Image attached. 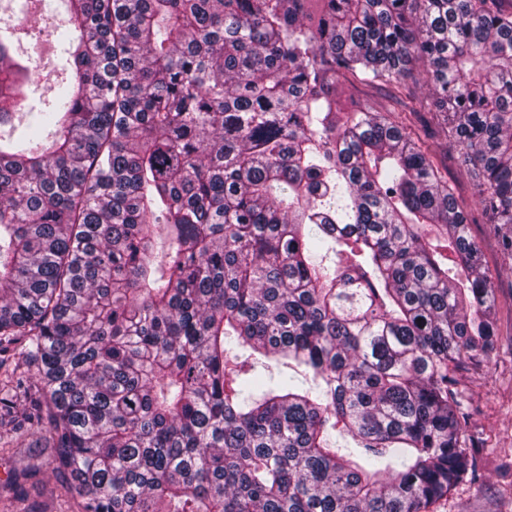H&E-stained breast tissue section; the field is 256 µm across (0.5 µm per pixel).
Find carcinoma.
I'll return each instance as SVG.
<instances>
[{"instance_id":"cac0c4a2","label":"carcinoma","mask_w":512,"mask_h":512,"mask_svg":"<svg viewBox=\"0 0 512 512\" xmlns=\"http://www.w3.org/2000/svg\"><path fill=\"white\" fill-rule=\"evenodd\" d=\"M30 103L0 28V452L77 512H427L476 477L458 374L512 256V0H64ZM390 86L391 121L344 99ZM349 437L355 448L336 446Z\"/></svg>"}]
</instances>
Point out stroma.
Returning a JSON list of instances; mask_svg holds the SVG:
<instances>
[{"label": "stroma", "instance_id": "1", "mask_svg": "<svg viewBox=\"0 0 512 512\" xmlns=\"http://www.w3.org/2000/svg\"><path fill=\"white\" fill-rule=\"evenodd\" d=\"M64 18L61 0H44L42 12L29 15L25 22L24 46L31 49L43 37H56ZM432 151L454 184L460 207L472 216L471 233L494 277L499 342L487 366L468 367L459 374L470 414L467 430L483 449L480 478L459 485L448 498L432 504L430 512H512V259L503 254L493 225L480 216L472 177L457 162L455 141L439 135ZM17 505L25 512H41L46 506L54 512H74L73 500L59 494L55 477L48 473L26 483Z\"/></svg>", "mask_w": 512, "mask_h": 512}]
</instances>
